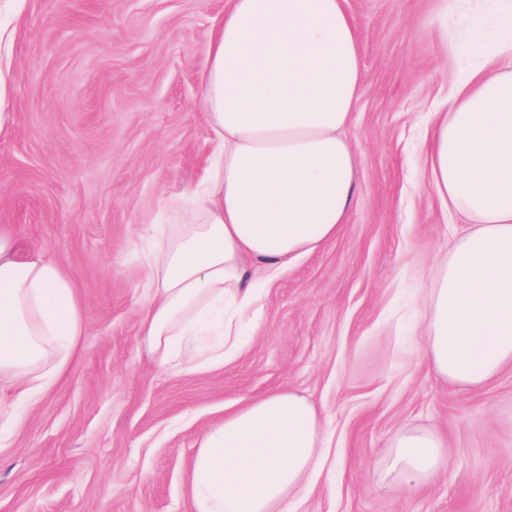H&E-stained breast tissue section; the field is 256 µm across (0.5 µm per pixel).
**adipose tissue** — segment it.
<instances>
[{
  "label": "adipose tissue",
  "instance_id": "obj_1",
  "mask_svg": "<svg viewBox=\"0 0 512 512\" xmlns=\"http://www.w3.org/2000/svg\"><path fill=\"white\" fill-rule=\"evenodd\" d=\"M476 20L477 65L425 141L430 179L471 228L454 237L427 295L423 351L465 390L512 365V0H457ZM200 102L213 135L205 178L169 198L145 266L138 336L174 369L222 367L259 323L255 261L274 277L335 238L356 188L343 135L361 83L346 0H230L212 33ZM85 332L72 282L0 225V381L41 392ZM316 405L291 390L249 400L201 434L187 512H288L322 461ZM446 463L434 431L403 427L379 479L404 496Z\"/></svg>",
  "mask_w": 512,
  "mask_h": 512
}]
</instances>
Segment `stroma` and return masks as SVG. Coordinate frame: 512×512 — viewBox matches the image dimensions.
<instances>
[{"label": "stroma", "mask_w": 512, "mask_h": 512, "mask_svg": "<svg viewBox=\"0 0 512 512\" xmlns=\"http://www.w3.org/2000/svg\"><path fill=\"white\" fill-rule=\"evenodd\" d=\"M227 6L0 0V225L70 276L87 319L79 355L42 394L0 388V512H186L200 433L284 388L315 402L338 459L294 512H512V367L463 391L421 346L424 298L465 223L442 207L422 148L470 67V18L449 0H348L362 55L345 131L356 194L336 238L265 289L239 353L175 372L141 345V257L165 198L191 191L210 154L201 74ZM405 424L448 448L447 468L406 499L373 481Z\"/></svg>", "instance_id": "1"}]
</instances>
